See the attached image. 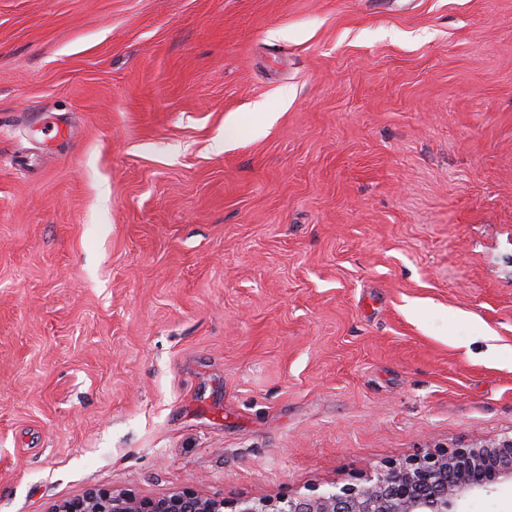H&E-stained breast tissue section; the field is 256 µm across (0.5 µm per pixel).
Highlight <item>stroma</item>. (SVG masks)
<instances>
[{"label":"stroma","mask_w":512,"mask_h":512,"mask_svg":"<svg viewBox=\"0 0 512 512\" xmlns=\"http://www.w3.org/2000/svg\"><path fill=\"white\" fill-rule=\"evenodd\" d=\"M510 437L512 0H0V512Z\"/></svg>","instance_id":"1"}]
</instances>
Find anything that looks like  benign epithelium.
Masks as SVG:
<instances>
[{"label":"benign epithelium","instance_id":"7a95c632","mask_svg":"<svg viewBox=\"0 0 512 512\" xmlns=\"http://www.w3.org/2000/svg\"><path fill=\"white\" fill-rule=\"evenodd\" d=\"M512 481V438L429 450L390 462L366 482L287 498H211L193 490L157 496L90 488L51 512H459L467 494Z\"/></svg>","mask_w":512,"mask_h":512}]
</instances>
